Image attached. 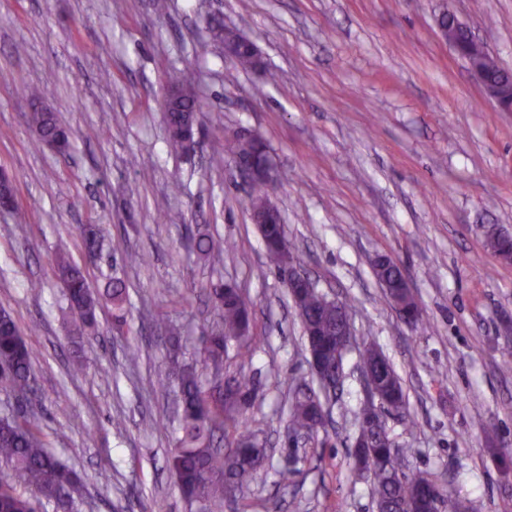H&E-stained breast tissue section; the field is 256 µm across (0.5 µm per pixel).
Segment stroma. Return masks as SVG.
Returning <instances> with one entry per match:
<instances>
[{"mask_svg":"<svg viewBox=\"0 0 512 512\" xmlns=\"http://www.w3.org/2000/svg\"><path fill=\"white\" fill-rule=\"evenodd\" d=\"M444 11L512 70V0H166L161 12L154 0H0V168L29 212L23 226L0 212V306L24 330L36 378L27 399L0 394V413L35 415L84 480L67 508L39 512H201L166 466L178 391L155 393L153 382L202 367V341L221 324L209 292L232 281L255 317L251 359L225 361L224 376L247 374L257 388L244 410L267 450L245 492L256 512H375L350 466L365 344L389 359L416 420L387 421L408 472L443 479L469 512H512V264L484 235L512 234V112L440 38ZM216 19L257 44L277 83L223 51L196 54ZM179 84L207 104L189 156L167 144L163 104ZM33 85L70 131L67 154L35 141ZM233 130L266 140L279 172L268 198L293 256L351 311L358 347L325 431L307 441L292 438L288 405L296 385L318 383L224 153ZM81 224L103 237L94 291L118 278L128 293L123 323L104 305L97 335L83 339L53 265L61 250L84 260ZM200 233L234 248L201 259L185 248ZM127 251L146 265H126ZM379 255L403 270L418 325L377 281Z\"/></svg>","mask_w":512,"mask_h":512,"instance_id":"stroma-1","label":"stroma"}]
</instances>
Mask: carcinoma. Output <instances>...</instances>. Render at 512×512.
Segmentation results:
<instances>
[{
	"label": "carcinoma",
	"mask_w": 512,
	"mask_h": 512,
	"mask_svg": "<svg viewBox=\"0 0 512 512\" xmlns=\"http://www.w3.org/2000/svg\"><path fill=\"white\" fill-rule=\"evenodd\" d=\"M206 103L190 88L176 95L174 107L165 116L168 144L178 154L187 153L180 129L197 122V113ZM35 138L43 143L58 141L61 152L69 149V136L59 116L52 111L34 112L30 117ZM224 152L247 161L258 152L253 139H224ZM269 184L259 182L253 187L248 208L255 213L265 207ZM264 243L268 262L282 269V246L287 243L281 224L264 225ZM487 245L504 263L512 262V236L492 231ZM189 248L199 256L219 259L231 244L201 234L190 240ZM55 271L68 298L70 308L80 324L81 333H91L97 323V311L107 301L120 309L127 301L122 280L114 279L105 294L91 290L86 267L60 252L55 257ZM211 301L219 311L223 328L202 342L204 362L214 377L224 367V354L234 343L236 357L241 360L253 354L255 337L251 336V305L241 289L228 286L214 288ZM301 312L311 339L323 348L327 377L336 371L335 349L329 333L336 325V305L314 284L300 289ZM32 351L25 343L22 331L7 310L0 311V391L13 394L33 390ZM180 392L181 434L169 462L183 495L189 500L207 503L210 512H221L231 505L236 512H254V504L244 496V489L253 482L265 452L257 451L258 443L251 433L248 419L240 413L255 395L251 380L241 374L233 380L237 399L228 402L223 391L213 394L206 389V380L193 366L184 368L177 377ZM381 395L385 404H400L407 412V399L396 374L382 379ZM290 425L298 434L314 435L318 431L314 413L303 402L300 392L293 393ZM359 430L369 436L378 454V465L372 480L376 504L399 507L412 487L424 483L443 497L449 496L446 485L423 472L411 476L403 471L404 454L391 448L390 436L380 439L374 426L359 424ZM79 482L78 474L61 464L42 439L40 424L26 416H0V512H35V504L62 503L72 498Z\"/></svg>",
	"instance_id": "carcinoma-1"
}]
</instances>
